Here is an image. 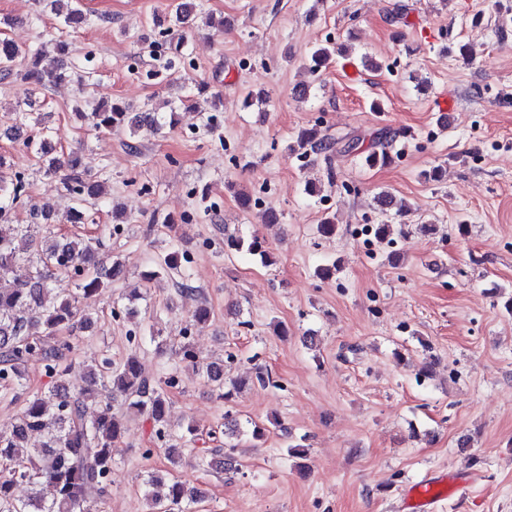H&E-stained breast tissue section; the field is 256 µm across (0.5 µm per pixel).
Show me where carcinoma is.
Segmentation results:
<instances>
[{"instance_id":"carcinoma-1","label":"carcinoma","mask_w":512,"mask_h":512,"mask_svg":"<svg viewBox=\"0 0 512 512\" xmlns=\"http://www.w3.org/2000/svg\"><path fill=\"white\" fill-rule=\"evenodd\" d=\"M67 27L80 28L88 17L71 6L73 0H42ZM174 25L184 28L202 19L212 23V16L196 13L190 0L173 4ZM163 50L164 70L174 71L189 56L184 36L154 43ZM46 47L24 50L8 39H0V80L21 82L26 97L38 90L56 86L69 78L61 67L42 65ZM332 55L328 46L315 49L306 72L314 77ZM170 112L155 107L131 113L128 107L114 102L109 107L92 106L78 100L74 115L98 130L129 132L134 136L147 129L160 134L174 117L176 105L168 103ZM54 132L47 127L31 131L23 146L45 165V172L55 173L66 167L62 183L74 194L75 206L59 218L54 208L44 203L31 209V224L13 223L12 212L21 198L22 180L0 179V269L27 267L22 278L8 286L0 285V383L13 387L14 402L19 404L16 415L0 424V512H93L97 500L112 486L115 451L122 441L124 428L113 412L112 400L120 396L127 408L150 421L157 441L169 442V407L164 387H171L174 378L163 382L148 376L135 353L119 363L105 360L91 367L82 384L70 389L64 363L73 351L72 343L59 333L71 325L89 329L94 325L90 316L80 314L77 292L95 294L111 280L124 275V266L114 260L106 266L97 259L86 240L73 236H39L43 224H88L93 222L89 207L106 195L102 180L86 177L81 166L80 149L70 152L66 163L51 156ZM298 146L306 151L333 153L336 141L312 127L300 133ZM391 139L378 137L373 150L362 154L367 167L386 165L393 160ZM378 209L387 215L394 210L402 213L407 205L389 192L376 197ZM224 243L230 250L245 251L266 260L267 250L259 237L246 241L227 234ZM180 361L193 367L200 365V352L190 342L178 348ZM38 359L45 374L56 379L46 392L33 393L23 383L26 364ZM221 396L230 400L240 392L242 383L222 381V369H214ZM26 485L31 494L22 498L16 487ZM51 489V496L41 494V488ZM145 498L151 512H188L187 505L195 502L193 491L175 480H163L150 474L145 483Z\"/></svg>"}]
</instances>
